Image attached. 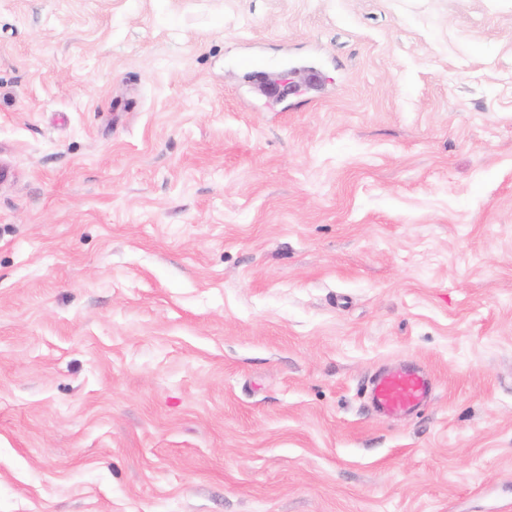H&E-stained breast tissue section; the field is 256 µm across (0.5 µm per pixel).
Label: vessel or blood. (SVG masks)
<instances>
[{"label":"vessel or blood","mask_w":512,"mask_h":512,"mask_svg":"<svg viewBox=\"0 0 512 512\" xmlns=\"http://www.w3.org/2000/svg\"><path fill=\"white\" fill-rule=\"evenodd\" d=\"M431 392L429 373L418 368L395 367L375 378L370 397L378 412L399 416L425 404Z\"/></svg>","instance_id":"1"}]
</instances>
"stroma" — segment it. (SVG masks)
<instances>
[{
	"label": "stroma",
	"instance_id": "stroma-1",
	"mask_svg": "<svg viewBox=\"0 0 512 512\" xmlns=\"http://www.w3.org/2000/svg\"><path fill=\"white\" fill-rule=\"evenodd\" d=\"M511 76L512 0H0V512H512ZM431 392L429 373L418 368L395 367L375 378L370 397L378 412L399 416L425 404Z\"/></svg>",
	"mask_w": 512,
	"mask_h": 512
}]
</instances>
